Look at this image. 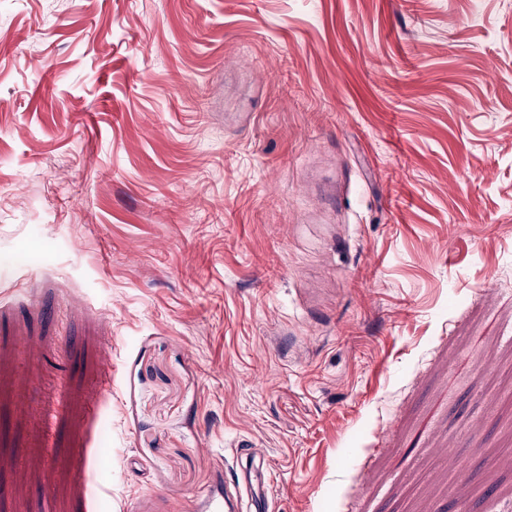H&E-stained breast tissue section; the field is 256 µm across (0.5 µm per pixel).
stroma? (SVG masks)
I'll use <instances>...</instances> for the list:
<instances>
[{
	"label": "stroma",
	"mask_w": 512,
	"mask_h": 512,
	"mask_svg": "<svg viewBox=\"0 0 512 512\" xmlns=\"http://www.w3.org/2000/svg\"><path fill=\"white\" fill-rule=\"evenodd\" d=\"M241 440L512 512V0H0V501L206 512Z\"/></svg>",
	"instance_id": "obj_1"
}]
</instances>
